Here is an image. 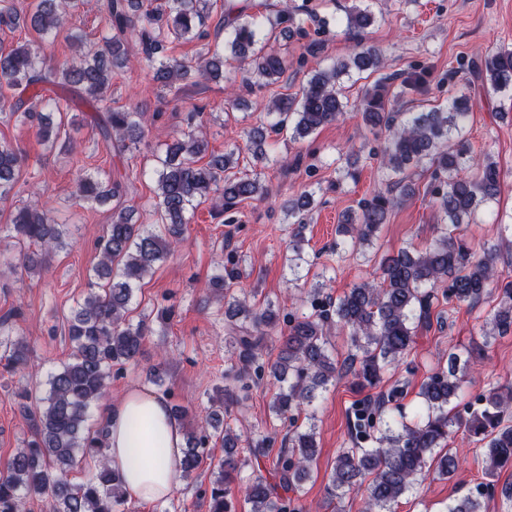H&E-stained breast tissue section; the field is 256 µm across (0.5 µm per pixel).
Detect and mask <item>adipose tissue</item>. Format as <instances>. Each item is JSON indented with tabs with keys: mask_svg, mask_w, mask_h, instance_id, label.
<instances>
[{
	"mask_svg": "<svg viewBox=\"0 0 512 512\" xmlns=\"http://www.w3.org/2000/svg\"><path fill=\"white\" fill-rule=\"evenodd\" d=\"M108 465L122 478L129 501L169 498L181 472L185 437L162 394L129 388L101 407Z\"/></svg>",
	"mask_w": 512,
	"mask_h": 512,
	"instance_id": "ef3b65f1",
	"label": "adipose tissue"
}]
</instances>
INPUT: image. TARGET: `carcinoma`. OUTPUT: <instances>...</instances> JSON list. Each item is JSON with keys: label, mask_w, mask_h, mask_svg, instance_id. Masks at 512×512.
Returning <instances> with one entry per match:
<instances>
[{"label": "carcinoma", "mask_w": 512, "mask_h": 512, "mask_svg": "<svg viewBox=\"0 0 512 512\" xmlns=\"http://www.w3.org/2000/svg\"><path fill=\"white\" fill-rule=\"evenodd\" d=\"M352 5L338 20L352 41L346 60L332 63L311 74L297 96L276 94L266 105L273 122L256 125L246 133V146L255 164L270 159L263 146L266 133L292 131L291 138H303L320 127L335 122L344 111L337 80L355 69L374 73L381 68L382 53L364 42L365 29L373 22L364 0ZM84 0H39L28 16L13 0H0V28L14 31L22 24L43 36L57 34L64 15L75 12ZM211 0H95L105 23V33L92 47L83 48V35L72 32L68 40L82 47L68 62L45 68L42 45L26 40L0 45V112H7L21 125L36 128V135L48 150L60 141L64 120H55L69 106L70 97H48L47 88L58 86L92 104L97 112L95 126L110 149L121 153L138 144L144 136L142 112L115 110L108 104L107 91L112 75L134 63L151 69L152 80L162 89L181 90L203 81L224 79V52L246 65L242 86L265 88L278 82L288 71V58L269 46L270 37H288L303 32L296 21L298 8L284 5L274 13L247 15L246 7L229 8L220 19L226 30L224 51L205 47L196 64L167 54L169 45L205 39L204 28L211 17ZM478 77L495 92L512 90V50H499L476 66ZM397 76L380 78L363 99L360 115L370 130L386 131L380 153L387 174V192L376 193L356 213L337 225L345 251L361 254L386 223L399 203L405 172L427 165L442 188L432 202L443 216L439 234L422 248L402 247L379 264L376 277L353 285L332 301L321 299L320 284L307 294L310 310L280 315L268 303L257 308L240 298L233 287L241 279L238 264L223 267L207 288L210 297L224 303V313L236 320L230 337L237 365L235 378L269 377L278 384L269 404L275 419L289 421L277 461L280 476L275 486L260 476L248 480L245 501L250 512H302L297 493L310 477V464L318 453L315 416L308 424H296L294 410L309 406L318 389H325L338 375H350L361 389L383 382L388 366L404 359L415 342L416 329L429 317L432 300L442 295L450 302L473 305L497 293L498 303L485 319L491 330L483 334V346L490 339L512 330V277L498 268L499 244L485 243L474 250L462 237V225L470 222L480 206L494 201L500 191L501 173L496 161L485 155L475 162L466 143L454 135L468 121L474 104L456 92L448 95V105H435L426 112H390L385 97ZM209 143L198 125L188 124L180 135L163 143L153 155L156 174L155 222L133 223L135 209L128 204L132 187L129 178H104L88 173L77 183L78 197L86 202L112 204V224L99 247V259L87 292L73 311L68 325L72 344L69 361L50 376L42 406L33 409L19 404L31 437L17 449L6 473L0 476V512H23L30 498L47 500L48 512H116L123 503L122 480L107 464L102 432L87 424L88 409L107 391L112 367L136 360L148 332L146 322H133L131 305L135 288L157 264L174 253L183 242L186 224L195 204L208 199L230 209L239 201L262 198L266 188L260 174L238 176L239 166L232 149L213 155L206 163ZM25 163L24 156L10 143L0 141V198L10 193ZM315 208L314 193L305 192L285 205L295 221L289 227L288 267L293 273L308 260L303 256L304 232ZM10 229L19 248L15 260L3 265L16 275L41 274L43 263L71 245L69 229L56 222L49 211L34 202L10 215ZM348 330L353 352L343 361L333 356L330 330ZM278 336L275 359L265 358L268 337ZM31 349L21 337L4 351L6 367L18 370L30 362ZM448 369L432 372L421 383L418 397L426 416L417 423L405 417L385 419L369 404L353 411L356 438L365 448H344L336 456L328 484V494L341 497L366 491L365 512H391V506L415 489L430 463L441 476L457 469L456 457L445 450L452 433L464 429L483 444L489 474L512 467V384L493 386L478 397L480 406L463 416L448 410L463 391L468 372L474 367L473 353L449 356ZM212 408L202 421L187 430L181 473L193 478L211 443L224 448V457L210 481L209 512H233L228 486L240 477L246 461L241 458L242 434L224 419L226 407L238 402L229 388L217 389ZM96 462L95 473L81 484H73L70 473L80 461ZM369 483H364L365 477ZM470 491L448 506V512H484L485 493Z\"/></svg>", "instance_id": "cac0c4a2"}]
</instances>
